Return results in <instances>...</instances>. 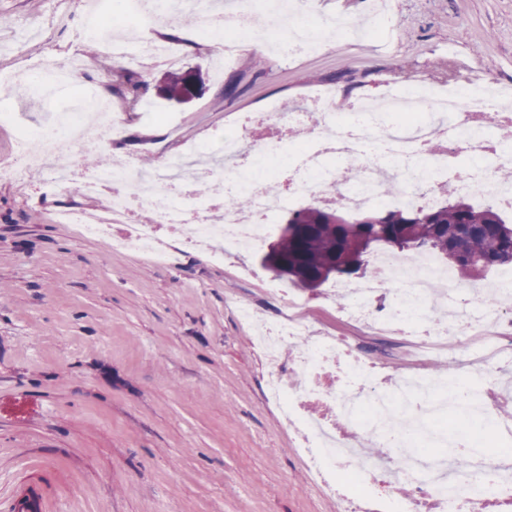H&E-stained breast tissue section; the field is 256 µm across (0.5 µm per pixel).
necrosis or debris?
Returning a JSON list of instances; mask_svg holds the SVG:
<instances>
[{"mask_svg":"<svg viewBox=\"0 0 512 512\" xmlns=\"http://www.w3.org/2000/svg\"><path fill=\"white\" fill-rule=\"evenodd\" d=\"M110 7L109 0H103L100 11L87 20L106 55L155 56L153 44L136 49L117 42L111 23L103 18ZM118 7L126 18L182 11L201 14L230 45L255 39L258 15H286L291 5L289 0H245L230 16L211 15L208 0H120ZM322 33L300 14L294 16L292 31L272 49L282 56L312 52L319 48ZM497 92L495 82L483 75L466 85H405L393 79L385 83L378 100L356 102L343 112L327 87L308 97L302 112L258 113L246 121L243 136L197 147L192 159L168 160L136 179L124 163L84 168L66 155L69 147L82 153L100 150L113 131L104 99H91L84 111L54 114L27 135L8 175L21 178L35 163L55 187L85 199L105 198L100 210L62 208L55 220L76 225L87 237L103 236L115 224L130 226V233L116 244L120 250L154 249L159 229L166 227L217 244L227 255L262 244L273 231L275 217L301 201L327 204L342 198L365 206L401 207L421 198L435 201L438 190L449 184L476 200H490L512 211V187L495 178L500 166L512 163V144L498 140L482 120L485 105ZM246 155L250 165L225 173L224 179L233 190L251 195V219L241 218L220 198L188 201L184 188L189 176L212 177L218 160ZM284 167L295 172V180L287 191L270 192L267 180L276 179ZM386 179L399 184L397 193L384 195L381 183ZM144 204L155 219L139 224L134 214ZM374 263L377 277L360 281L347 292L348 317L377 331L415 337L426 346L442 331L435 316L445 305L457 312L451 323L454 331L471 335L482 330L493 339L473 358L477 370L512 363V311L498 301L512 292L511 265L495 272L483 292L459 282L429 254L396 256L380 251ZM285 340L293 341L296 350L283 364L278 346ZM264 341L272 365L268 394L281 404L303 450L361 474L385 472L402 487L414 484V494L400 499L399 512H489L492 504L512 494V478L505 473L510 456L483 459L451 472L446 460L417 455V448L435 447L457 435L453 429L434 431L430 420L446 411L447 401L436 395L430 382L405 374L378 380L369 359L346 337L317 335L292 315L274 322ZM309 400L343 420L352 434H366L380 448V456L365 455L303 415L301 409Z\"/></svg>","mask_w":512,"mask_h":512,"instance_id":"obj_1","label":"necrosis or debris"}]
</instances>
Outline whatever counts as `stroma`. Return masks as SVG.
Instances as JSON below:
<instances>
[{"label": "stroma", "instance_id": "35a3bbf8", "mask_svg": "<svg viewBox=\"0 0 512 512\" xmlns=\"http://www.w3.org/2000/svg\"><path fill=\"white\" fill-rule=\"evenodd\" d=\"M375 0H298L322 20L374 21ZM391 43L346 34L288 58L244 46L225 63L195 14L137 26L143 40L200 68L187 103L158 92L169 64L107 60L87 33V0H0V163L23 132L81 99L107 100L123 160L149 171L189 147L238 133L253 112L299 111L330 86L348 105L409 83L491 75L512 87V0H388ZM85 61L52 99L31 87L45 58ZM143 82L147 122L123 107L116 75ZM102 199L51 190L43 170L0 179V512H339L300 442L267 396L271 365L242 305L273 322L288 298L314 331L348 337L398 374L416 361L397 336H371L340 316L331 283L310 290L276 280L265 247L218 263L207 250L163 234L168 263L114 250L53 221L63 206Z\"/></svg>", "mask_w": 512, "mask_h": 512}]
</instances>
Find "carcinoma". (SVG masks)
Masks as SVG:
<instances>
[{
  "instance_id": "carcinoma-1",
  "label": "carcinoma",
  "mask_w": 512,
  "mask_h": 512,
  "mask_svg": "<svg viewBox=\"0 0 512 512\" xmlns=\"http://www.w3.org/2000/svg\"><path fill=\"white\" fill-rule=\"evenodd\" d=\"M185 93L184 73L170 72L164 96L181 103ZM448 198L435 208L359 209L350 216L358 222L354 229L338 223L347 208L344 203L290 210L262 265L275 274L270 260L288 261L299 279L295 286L306 288L317 278L323 284L331 278L353 282L374 276L370 257L380 250L436 255L459 275L474 280L512 263V225L499 212L457 197L455 189L448 190Z\"/></svg>"
}]
</instances>
